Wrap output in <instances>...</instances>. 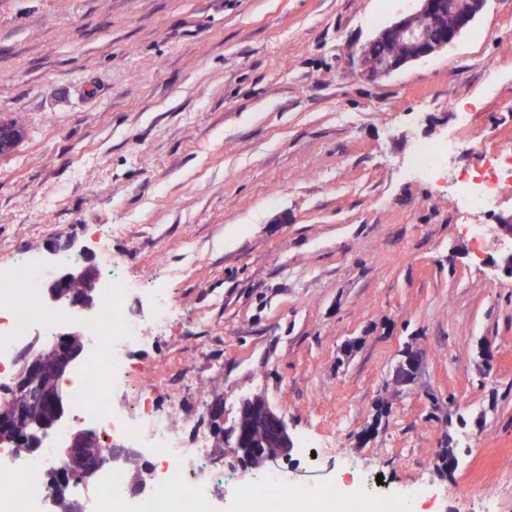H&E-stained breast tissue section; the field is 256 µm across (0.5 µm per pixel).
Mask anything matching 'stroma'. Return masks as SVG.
I'll use <instances>...</instances> for the list:
<instances>
[{"instance_id": "1", "label": "stroma", "mask_w": 512, "mask_h": 512, "mask_svg": "<svg viewBox=\"0 0 512 512\" xmlns=\"http://www.w3.org/2000/svg\"><path fill=\"white\" fill-rule=\"evenodd\" d=\"M403 0H0V266L86 252L128 306L172 311L127 357L183 447H224L260 395L295 447L293 485L358 482L409 512H512V277L492 210L450 179L512 146V0L373 82L352 63ZM472 130L458 123L460 108ZM463 145L436 180L426 141ZM492 344L495 359L480 350ZM409 387L393 370L405 348ZM221 406V422L210 411ZM453 449L458 467L434 461Z\"/></svg>"}]
</instances>
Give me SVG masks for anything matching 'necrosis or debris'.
Instances as JSON below:
<instances>
[{
    "instance_id": "necrosis-or-debris-1",
    "label": "necrosis or debris",
    "mask_w": 512,
    "mask_h": 512,
    "mask_svg": "<svg viewBox=\"0 0 512 512\" xmlns=\"http://www.w3.org/2000/svg\"><path fill=\"white\" fill-rule=\"evenodd\" d=\"M489 168V174L481 180H459L451 205L488 209L501 181L512 179V164L502 166L493 160ZM43 277V271L20 254L0 271V384L11 379L16 346L36 333L53 336L72 317L67 307L45 303L40 288ZM126 293L122 269L109 267L97 317L86 326L88 355L70 382L71 400L81 418L99 427L104 452L120 445L141 453L152 468L153 480L143 495L130 496L123 467L109 464L94 490L92 512H215L209 489L216 471L200 461L192 476L182 475L181 462L190 451L169 436L167 415L154 400L140 398L137 407L128 413L112 403V394L126 387L121 368L129 348L147 329L163 325L171 309L166 289L157 287L151 293L148 320L135 319L127 311ZM60 465L50 448L28 456L0 448V477L22 489L18 495L0 491V512H39L43 494L33 485L32 477ZM224 491L232 498L235 512H406L404 503L390 496H349L335 485H291L276 475L248 487L229 482Z\"/></svg>"
}]
</instances>
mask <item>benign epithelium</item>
<instances>
[{
    "label": "benign epithelium",
    "instance_id": "benign-epithelium-1",
    "mask_svg": "<svg viewBox=\"0 0 512 512\" xmlns=\"http://www.w3.org/2000/svg\"><path fill=\"white\" fill-rule=\"evenodd\" d=\"M409 8L383 26L357 52L359 75L376 80L398 71L408 64L429 58L451 45L483 12L488 0H408ZM393 42L404 47L395 57L380 58L369 51L375 43ZM22 134L10 124L0 122V155L10 153ZM98 270L90 264L51 267L44 284V299L51 306L66 305L78 312L95 307ZM77 284L80 289L71 291ZM86 349L84 334L64 332L48 346H38L34 338L17 349L18 366L11 390V406L0 411V442L16 443V429L26 432V446L33 452L42 447L43 439L58 428L64 418V400L60 394L45 399L43 381L46 376L62 377L79 360ZM257 423L264 440L252 441V423ZM234 454L243 448L269 470L278 467L294 448L284 417L263 398L245 399L239 407L234 425ZM96 433L83 429L67 436L68 467L56 471L57 492L48 497L52 512H87L85 503L72 497L69 488L86 484L99 471L95 448Z\"/></svg>",
    "mask_w": 512,
    "mask_h": 512
}]
</instances>
